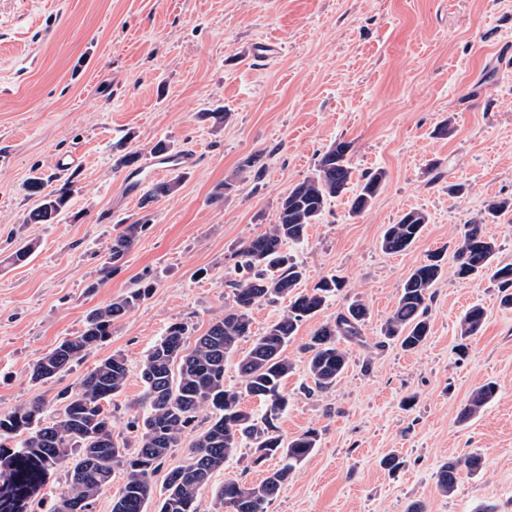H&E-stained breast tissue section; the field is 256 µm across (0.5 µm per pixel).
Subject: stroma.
<instances>
[{"mask_svg":"<svg viewBox=\"0 0 512 512\" xmlns=\"http://www.w3.org/2000/svg\"><path fill=\"white\" fill-rule=\"evenodd\" d=\"M224 113V121L213 118ZM451 120L452 132L435 127ZM194 154L177 192L150 206L126 198L118 159H149L158 140ZM350 143L355 176L383 169L372 206L350 217L346 198L293 246L309 289L337 275L345 288L298 328L285 354L284 440L316 430L318 445L268 512H512V308L489 278L456 275L463 224L495 198H512V0H0V414L61 391L99 361L124 356V392L108 404L118 441L136 448L141 363L168 325L199 336L224 311L232 254L275 224L281 198L320 156ZM81 163L57 174L55 157ZM72 180L57 223L30 224L27 183ZM237 177V189L212 198ZM419 210L428 224L407 251L388 254L387 225ZM129 224L144 230L118 270L107 248ZM31 239L28 262L8 256ZM444 253L430 335L412 352L378 348L398 291L427 254ZM148 296L107 341L49 382L34 364L78 335L88 312L139 283ZM370 318L348 366L317 389L306 366L313 332L353 300ZM486 310L459 356V320ZM495 398L476 418L459 415L476 387ZM251 442L197 496L198 512H225V479L259 483ZM446 494L436 474L472 453Z\"/></svg>","mask_w":512,"mask_h":512,"instance_id":"35a3bbf8","label":"stroma"}]
</instances>
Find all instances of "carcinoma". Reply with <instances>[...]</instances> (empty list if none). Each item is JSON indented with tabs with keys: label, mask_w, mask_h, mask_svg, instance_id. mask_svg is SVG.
Segmentation results:
<instances>
[{
	"label": "carcinoma",
	"mask_w": 512,
	"mask_h": 512,
	"mask_svg": "<svg viewBox=\"0 0 512 512\" xmlns=\"http://www.w3.org/2000/svg\"><path fill=\"white\" fill-rule=\"evenodd\" d=\"M349 150L346 142L331 146L313 172L281 199L276 224L242 243L234 255L236 278L228 283L230 293L224 314L212 320L205 333L195 339L193 348H185L189 326L174 322L147 351L140 370L144 413L133 422L138 443L135 452L128 453L127 446L117 441L111 414L104 407L105 402L121 395L128 379L129 367L121 355L96 364L74 391L64 393L61 412L49 418L41 400L0 414V512H32L33 504L60 468L65 469V487L54 497L51 512H92L94 499L111 482L118 467L124 471L125 480L119 496L112 501V512H147L153 500L151 476L187 432L196 436L183 464L170 472L157 512H197L198 490L224 469V463L236 455L244 440L253 445L252 465L277 459L279 467L254 485L227 479L216 490V497L227 512H267V505L288 476L318 443L313 430L286 442L275 424L288 405L282 384L293 370L284 352L301 322L315 316L332 295L344 288L341 278L330 275L309 291H297L305 269L288 246L305 239L307 228L321 219L330 199L348 196L349 215L359 216L372 205L386 181L385 171H368L355 192L347 195L353 180ZM182 180L183 174L178 171L171 179L155 183L142 205L173 194ZM44 189L41 177L29 183L30 194L40 197L39 205L29 214L31 224L55 223L70 201L71 188L67 186L48 193ZM511 209L512 198L489 201L477 218L463 226L456 248V275L490 276L501 289V303L506 307H512V264L496 262L498 247L485 234L483 225L496 222ZM427 222V215L421 211L404 213L387 226L381 249L386 253L408 250ZM144 228L143 224L126 225L108 248L106 264L118 266ZM442 275L440 251L428 254L412 270L399 288L393 312L381 327L385 340L405 351L426 343L431 289ZM147 294L146 288L133 289L90 312L79 335L61 341L37 361L31 380L44 383L86 357L112 336V323ZM282 298L289 299L287 309L262 333L252 335L254 307L262 301L275 303ZM368 318V307L357 299L334 321L315 330L307 346V368L316 387L327 389L336 384L348 363L341 340H361ZM485 321L482 306L468 308L459 322L461 338L477 335ZM250 335L251 347L238 362L240 385L228 389L224 385L225 362L235 353L239 340ZM496 392L493 382L475 388L460 419L477 417ZM246 397L265 403L262 423L242 406ZM203 412L209 413V424L198 432L196 423ZM462 465L476 471L482 459L470 455L462 462L442 467L437 474L442 492H453Z\"/></svg>",
	"instance_id": "carcinoma-1"
}]
</instances>
